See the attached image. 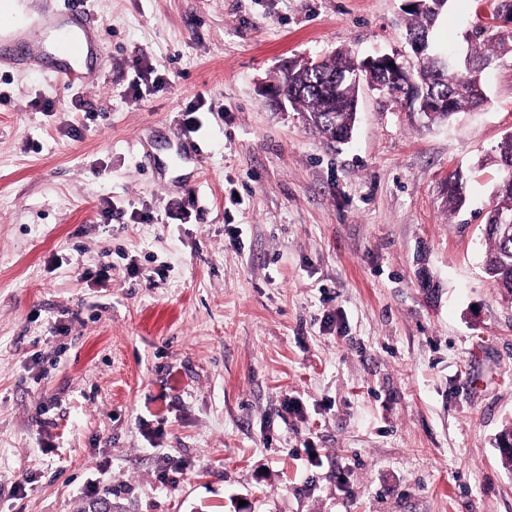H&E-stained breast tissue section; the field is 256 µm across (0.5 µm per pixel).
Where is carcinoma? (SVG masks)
<instances>
[{
  "label": "carcinoma",
  "instance_id": "carcinoma-1",
  "mask_svg": "<svg viewBox=\"0 0 512 512\" xmlns=\"http://www.w3.org/2000/svg\"><path fill=\"white\" fill-rule=\"evenodd\" d=\"M447 5L425 0L406 12L407 36L429 37ZM469 57L472 61L491 64L507 54L512 55V30L488 24L475 29L469 41ZM360 62L346 51L318 59H301L288 62V69L280 71L277 85L284 90L290 107L303 114L306 124L314 128L327 142L336 143L337 136L353 130L358 92L357 76ZM337 74L342 81L329 87L324 77ZM416 90L423 96L450 99L448 109H434L423 117L430 125L450 121L466 109L477 107L484 98L485 88L473 78L472 72L459 64L441 65L439 56L432 49L417 56V67L412 71ZM495 162L501 168L504 179L512 180V134L504 137L497 147ZM448 210L455 212L466 202L463 176L454 172L448 176L446 186ZM512 215V190L495 194V201L486 214L485 225L495 224L499 217ZM487 250L484 272L498 287H512V239H506L489 230L485 232Z\"/></svg>",
  "mask_w": 512,
  "mask_h": 512
}]
</instances>
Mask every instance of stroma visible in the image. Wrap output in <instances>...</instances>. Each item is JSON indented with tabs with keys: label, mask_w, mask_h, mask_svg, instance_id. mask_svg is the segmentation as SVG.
Here are the masks:
<instances>
[{
	"label": "stroma",
	"mask_w": 512,
	"mask_h": 512,
	"mask_svg": "<svg viewBox=\"0 0 512 512\" xmlns=\"http://www.w3.org/2000/svg\"><path fill=\"white\" fill-rule=\"evenodd\" d=\"M488 4L449 0L434 42L464 56ZM15 6L0 512H512V296L482 269L512 57L429 130L360 88L330 147L264 91L340 48L412 59L403 0H85L70 89L40 38L63 0ZM445 204L450 212L460 209L466 202L465 183L463 176L459 172L451 173L448 176V185L446 186Z\"/></svg>",
	"instance_id": "1"
}]
</instances>
